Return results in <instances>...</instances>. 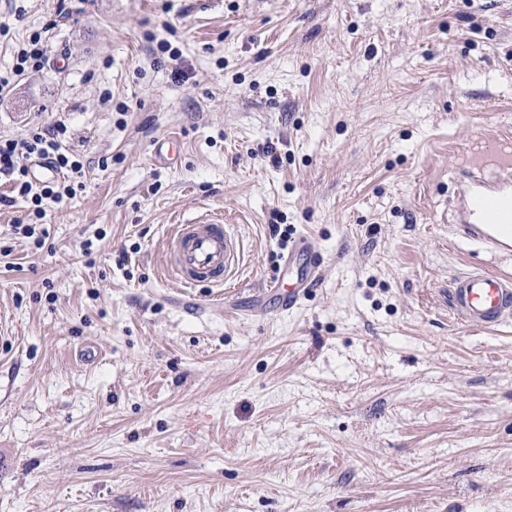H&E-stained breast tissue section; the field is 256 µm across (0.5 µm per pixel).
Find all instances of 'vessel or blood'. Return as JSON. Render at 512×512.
<instances>
[{
  "mask_svg": "<svg viewBox=\"0 0 512 512\" xmlns=\"http://www.w3.org/2000/svg\"><path fill=\"white\" fill-rule=\"evenodd\" d=\"M462 190L454 205L458 238L478 250L512 254V136L500 134L473 143L453 167ZM240 267V245L227 220L205 216L175 225L166 253V270L182 287L196 289L230 284ZM285 269L295 271L288 288L272 280L282 309L298 305L322 276V261L306 236L288 247ZM448 308L468 328H491L512 318V277L475 268L455 278Z\"/></svg>",
  "mask_w": 512,
  "mask_h": 512,
  "instance_id": "1",
  "label": "vessel or blood"
}]
</instances>
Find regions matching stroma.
<instances>
[{
    "mask_svg": "<svg viewBox=\"0 0 512 512\" xmlns=\"http://www.w3.org/2000/svg\"><path fill=\"white\" fill-rule=\"evenodd\" d=\"M16 2L0 69L54 29L0 138L65 122L86 175L42 248L0 204V512H512V322L448 310L512 276L451 173L512 130V0ZM203 214L242 262L186 296L166 240ZM274 224L323 259L285 312ZM448 308L468 328H491L512 316V278L474 268L455 278L448 290Z\"/></svg>",
    "mask_w": 512,
    "mask_h": 512,
    "instance_id": "obj_1",
    "label": "stroma"
}]
</instances>
